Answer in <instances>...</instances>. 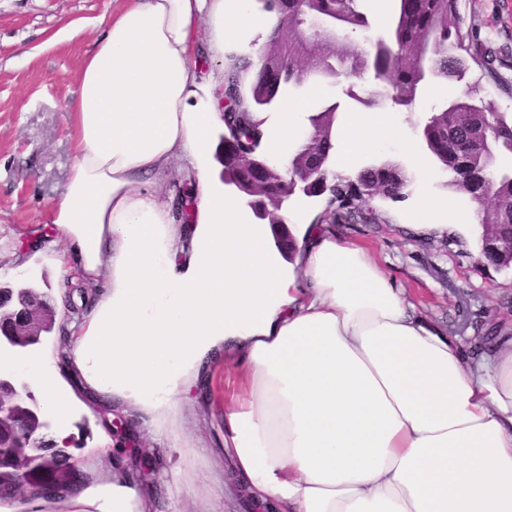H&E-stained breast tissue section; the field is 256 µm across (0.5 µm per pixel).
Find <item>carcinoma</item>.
<instances>
[{
    "label": "carcinoma",
    "mask_w": 512,
    "mask_h": 512,
    "mask_svg": "<svg viewBox=\"0 0 512 512\" xmlns=\"http://www.w3.org/2000/svg\"><path fill=\"white\" fill-rule=\"evenodd\" d=\"M255 7L268 20L266 38L252 44L245 53L224 57V98L230 107L224 121L236 132L261 147L265 120L263 113L284 95L310 84L331 82L357 75L366 69L374 74L368 103L389 101L410 108L416 104L422 85L430 78H459L475 64L504 82L497 67L506 66L489 55L477 39L473 24L460 10V0H396L384 38L371 51L358 52L351 44L331 38L324 31L309 32L304 20L317 17L329 28L345 34L369 27L360 11V0H254ZM337 106L325 104L305 117L310 138L299 143L289 161L291 168L314 167L337 140ZM496 124L494 137L480 138L488 115ZM421 140L428 153L452 179L446 186L454 193H465L479 204V223L493 224L492 233L511 236L512 168H499L505 155L512 156V113L500 112L480 96L479 86L435 108L422 127ZM237 148L224 142V172L238 178L248 173L236 163ZM327 183L309 180L315 191L325 192L327 206L315 219L317 224L374 223L379 215L364 204L379 197L396 200L405 197L411 178L404 166L384 160L367 166L352 176L333 175ZM503 228H497V225ZM486 264L496 269L512 266V250L503 247L484 255ZM42 317L48 331H57V350L68 358L71 336L65 324L57 321L55 299L39 293ZM36 421L31 405L22 401L14 418L0 429V502L14 497L24 487L30 499L53 500L73 493L87 482V474L72 462L66 448L43 446L28 452L30 460L43 465L55 461L48 478L23 479L24 462L20 448L26 443L24 432H33Z\"/></svg>",
    "instance_id": "cac0c4a2"
}]
</instances>
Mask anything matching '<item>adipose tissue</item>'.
Here are the masks:
<instances>
[{
	"instance_id": "adipose-tissue-1",
	"label": "adipose tissue",
	"mask_w": 512,
	"mask_h": 512,
	"mask_svg": "<svg viewBox=\"0 0 512 512\" xmlns=\"http://www.w3.org/2000/svg\"><path fill=\"white\" fill-rule=\"evenodd\" d=\"M210 25V47L196 33ZM247 0H125L85 59L68 105L74 161L51 210L74 283L105 281L73 324L88 383L156 415L178 407L199 368L224 359V446L237 482L269 512H512V336L479 357L418 315L371 253L327 224L246 219L208 178L219 119L201 57L265 25ZM303 123L283 102L265 154L291 159ZM351 119L334 173L391 135ZM196 172L190 234L162 200ZM23 368L47 409L70 401L40 354Z\"/></svg>"
}]
</instances>
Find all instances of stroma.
I'll return each mask as SVG.
<instances>
[{"instance_id": "1", "label": "stroma", "mask_w": 512, "mask_h": 512, "mask_svg": "<svg viewBox=\"0 0 512 512\" xmlns=\"http://www.w3.org/2000/svg\"><path fill=\"white\" fill-rule=\"evenodd\" d=\"M117 0H0V283L19 276L60 294L62 278L46 249L49 212L63 193L73 162L68 103L78 91L82 61L103 34ZM461 11L474 19L480 39L512 65V0H461ZM81 26L80 35L65 39L69 25ZM480 84L482 96L500 111L512 113V94L471 66L463 78L437 79L425 84L413 112L390 104L366 106L360 96L373 84L372 73L310 86L294 99L310 112L326 101L338 105L337 122L374 116L397 129L373 149L359 154L352 165L360 170L393 159L411 174L402 201L373 199L381 216L374 224H339L337 235L368 247L386 274L404 288L418 312L473 350L492 326L512 324V268L485 266L478 237L460 240L449 235L421 237L410 228L415 213L435 198H447L455 211L472 205L470 198L448 194V179L421 145L411 123L447 100ZM64 379L73 404L70 409L68 450L88 474L86 488L56 501L32 500L21 493L0 503V512H105L93 491L112 483L115 466L127 465L116 453L98 411L106 398L90 387L74 363H61L54 336L39 346ZM224 395L221 369L201 372L186 393L176 422L163 432L144 428L142 416L125 415L139 438L145 458L154 463L157 479L150 494L162 512H183L180 490L209 487L214 495L210 512H225L218 490L224 483V423L220 401Z\"/></svg>"}]
</instances>
